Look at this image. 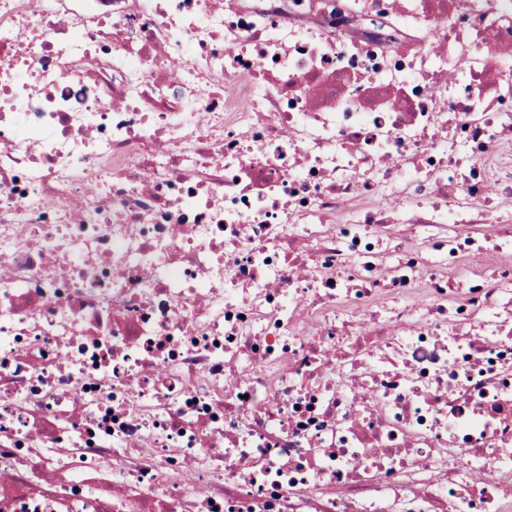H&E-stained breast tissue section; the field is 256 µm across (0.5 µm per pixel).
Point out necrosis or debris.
<instances>
[{"label": "necrosis or debris", "mask_w": 512, "mask_h": 512, "mask_svg": "<svg viewBox=\"0 0 512 512\" xmlns=\"http://www.w3.org/2000/svg\"><path fill=\"white\" fill-rule=\"evenodd\" d=\"M508 146L512 0H0V512H512Z\"/></svg>", "instance_id": "obj_1"}]
</instances>
